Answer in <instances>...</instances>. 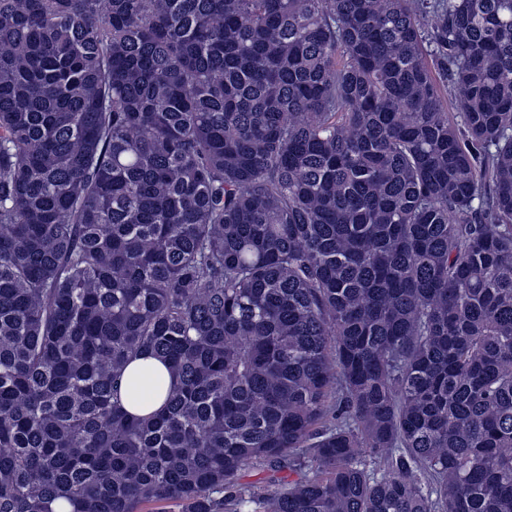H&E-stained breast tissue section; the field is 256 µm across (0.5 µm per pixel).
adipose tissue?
Wrapping results in <instances>:
<instances>
[{
	"mask_svg": "<svg viewBox=\"0 0 512 512\" xmlns=\"http://www.w3.org/2000/svg\"><path fill=\"white\" fill-rule=\"evenodd\" d=\"M170 382V373L163 362L151 355L137 356L123 374L121 405L131 414H147L163 404Z\"/></svg>",
	"mask_w": 512,
	"mask_h": 512,
	"instance_id": "adipose-tissue-1",
	"label": "adipose tissue"
}]
</instances>
